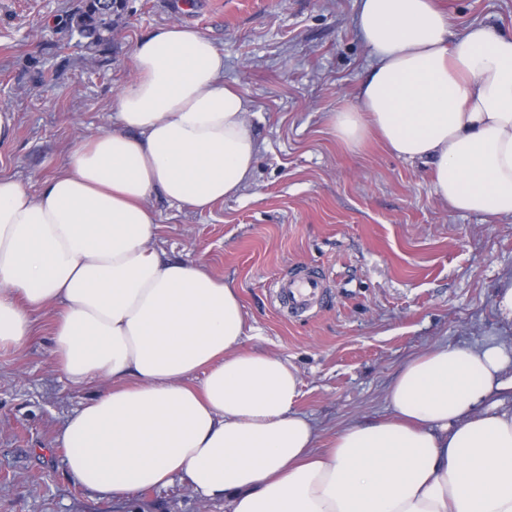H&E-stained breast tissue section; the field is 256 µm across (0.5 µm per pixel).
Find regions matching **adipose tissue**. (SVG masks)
<instances>
[{
    "instance_id": "ef3b65f1",
    "label": "adipose tissue",
    "mask_w": 512,
    "mask_h": 512,
    "mask_svg": "<svg viewBox=\"0 0 512 512\" xmlns=\"http://www.w3.org/2000/svg\"><path fill=\"white\" fill-rule=\"evenodd\" d=\"M357 29L373 64L356 105L327 113L332 135L378 136L453 209L512 218V33L452 36L434 0H360ZM131 59L111 128L37 192L0 176V349H24L50 309L66 380L106 383L55 439L73 479L107 497L180 480L230 512H512V344L417 353L387 418L322 439L295 408L299 370L243 350L234 282L154 247L153 196L202 211L253 173L223 50L169 23Z\"/></svg>"
}]
</instances>
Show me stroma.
Segmentation results:
<instances>
[{"label": "stroma", "instance_id": "35a3bbf8", "mask_svg": "<svg viewBox=\"0 0 512 512\" xmlns=\"http://www.w3.org/2000/svg\"><path fill=\"white\" fill-rule=\"evenodd\" d=\"M109 45L86 50L69 21L81 0H0V176L37 191L82 137L112 125L131 54L176 22L224 51V80L248 104L258 144L238 196L199 212L150 201L168 257L235 282L247 313L243 347L279 356L303 377L296 408L328 436L388 416L386 388L413 354L512 336L494 306L512 277V221L453 210L429 170L379 141L350 150L325 115L354 105L373 57L357 0H125ZM451 31L512 32V0H439ZM325 275L314 315L276 299L292 272ZM52 315L35 316L21 351L0 350V512H225L183 482L107 498L77 483L53 439L99 384L71 386L51 354Z\"/></svg>", "mask_w": 512, "mask_h": 512}]
</instances>
